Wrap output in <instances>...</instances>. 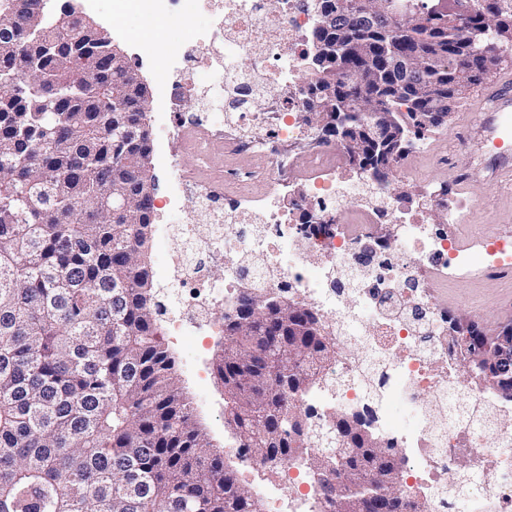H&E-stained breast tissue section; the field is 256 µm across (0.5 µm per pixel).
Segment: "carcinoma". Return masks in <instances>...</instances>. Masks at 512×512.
Listing matches in <instances>:
<instances>
[{
    "label": "carcinoma",
    "instance_id": "obj_1",
    "mask_svg": "<svg viewBox=\"0 0 512 512\" xmlns=\"http://www.w3.org/2000/svg\"><path fill=\"white\" fill-rule=\"evenodd\" d=\"M454 2L456 12L444 13L439 0H396V10L421 14L422 24L409 28L383 15L369 20L359 0H349L343 32L313 31L343 46L332 62L312 60L307 70L326 138L336 135V113L356 124L373 98L379 111L413 123L405 149H343L352 168L380 183L381 171H392L431 131L414 122L424 111L419 90L458 85L476 69L489 75L484 49L512 62L508 34L481 39L474 50L468 39L473 27L512 24V0H490L489 15L476 0ZM59 13L47 0L32 23L26 42L34 73L26 81L0 42V512H261L211 450L160 336L164 305L145 255L153 202L131 205L115 223L112 205L98 196L102 183L130 193L136 186L116 179L123 158L112 150V114L87 105L71 74L81 70L110 92L128 83L130 66L91 26L73 43L56 24ZM421 50L414 69L394 61ZM354 67L373 77L368 87L346 83ZM124 106L139 134L133 148L150 154L144 103L131 94ZM76 197L81 204H72ZM24 199L33 217L9 223ZM43 209L63 221L43 222ZM237 305L224 314L215 373L229 389L226 413L244 451L270 468L304 460L313 482L337 491L329 512H356L352 486L362 472L380 475L367 492L386 512H424L426 500L399 484L401 449L366 414L305 404L325 387L322 365L339 356L338 336L316 310L257 291L243 292ZM448 324L468 392L497 385L498 398L512 403V356L493 358L494 334L478 325L452 314ZM338 453L346 481L339 469L324 468Z\"/></svg>",
    "mask_w": 512,
    "mask_h": 512
}]
</instances>
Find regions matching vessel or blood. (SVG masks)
I'll use <instances>...</instances> for the list:
<instances>
[{
    "label": "vessel or blood",
    "mask_w": 512,
    "mask_h": 512,
    "mask_svg": "<svg viewBox=\"0 0 512 512\" xmlns=\"http://www.w3.org/2000/svg\"><path fill=\"white\" fill-rule=\"evenodd\" d=\"M481 119L478 136L481 144L494 143L500 150L495 157L496 181L512 186V85L501 84L484 90L479 96Z\"/></svg>",
    "instance_id": "obj_1"
}]
</instances>
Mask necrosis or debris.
<instances>
[{"mask_svg": "<svg viewBox=\"0 0 512 512\" xmlns=\"http://www.w3.org/2000/svg\"><path fill=\"white\" fill-rule=\"evenodd\" d=\"M190 0H112L113 11L130 3L145 21L169 18L190 26ZM221 20L224 40V86L233 90L235 121L187 122L183 99L191 95L203 63L188 52L167 49L157 63L158 85L164 93L169 131L199 159L225 158L222 172L180 178L166 205L175 208L193 191L210 216L208 261L174 256L167 281L189 308L232 309L240 289L257 287L297 296L324 311L339 336L364 331L367 362L384 376L390 401H403L414 425L401 429L407 455L403 467L414 493L427 496L429 512H442L457 488L462 471L477 481L468 499L478 512H504L512 504V407L494 406L493 428L453 419L462 402L478 409L492 406L485 395H467L452 373L448 356V324L443 310L429 299L422 276L426 270L466 273L468 255L447 227L466 220L462 205L452 203L435 185L424 186L417 208L402 209L395 190L380 187L362 173H349L335 143L320 144L310 154L311 173L304 192L291 193L297 180L288 154L293 142L309 138L305 122L308 82L299 73L311 45L316 21L313 0H199ZM254 58L259 70L240 68L241 57ZM267 100L265 108L254 105ZM247 127L263 129L260 137H244ZM260 158L242 167L240 156ZM271 186L258 199L254 183ZM355 205L344 227L333 219L341 198ZM446 224H432L433 213ZM397 224L399 236L386 244L363 245L374 224ZM224 269V287L208 283V264ZM357 361L344 357L325 366L329 384L338 386L340 409L372 405L377 426L392 429L390 415L370 402Z\"/></svg>", "mask_w": 512, "mask_h": 512, "instance_id": "1", "label": "necrosis or debris"}]
</instances>
